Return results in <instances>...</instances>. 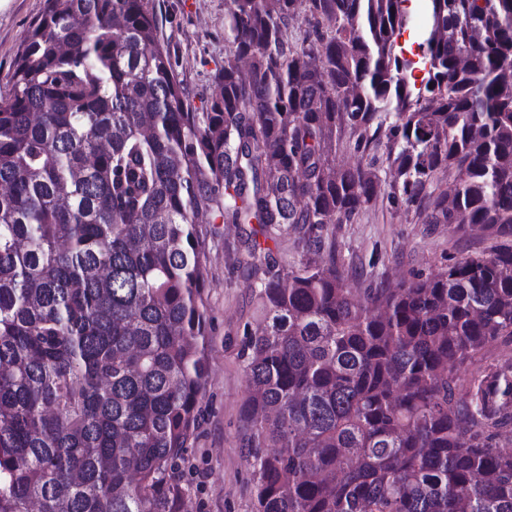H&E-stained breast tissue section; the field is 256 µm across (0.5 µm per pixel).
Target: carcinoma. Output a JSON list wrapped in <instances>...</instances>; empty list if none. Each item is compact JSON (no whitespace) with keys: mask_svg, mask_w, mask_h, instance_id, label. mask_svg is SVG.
<instances>
[{"mask_svg":"<svg viewBox=\"0 0 512 512\" xmlns=\"http://www.w3.org/2000/svg\"><path fill=\"white\" fill-rule=\"evenodd\" d=\"M405 2L225 0L197 109L147 0H45L0 99V512H184L216 217L256 225V512H512V0H426L419 80ZM381 197L499 243L355 296L336 225ZM298 233L288 230V234L280 236L276 242L268 241L265 247L272 249L274 256L278 261L287 267L297 266L300 260V250L295 241L298 239Z\"/></svg>","mask_w":512,"mask_h":512,"instance_id":"carcinoma-1","label":"carcinoma"}]
</instances>
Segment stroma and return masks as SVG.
Masks as SVG:
<instances>
[{
    "label": "stroma",
    "mask_w": 512,
    "mask_h": 512,
    "mask_svg": "<svg viewBox=\"0 0 512 512\" xmlns=\"http://www.w3.org/2000/svg\"><path fill=\"white\" fill-rule=\"evenodd\" d=\"M160 38L190 100L202 107L210 77L224 63V0H150ZM44 0H9L0 10V96L11 92L9 77L20 44L41 15ZM208 251L203 298L207 308L209 373L201 415L181 468L189 512H255L256 478L241 446L240 410L248 395L241 349L244 331L259 315L251 282L234 269L228 248L237 247L238 227H203ZM492 240L464 236L445 224H417L400 205L377 203L352 224L336 227L337 257L350 288L369 280L397 282L426 274L470 254L490 252Z\"/></svg>",
    "instance_id": "stroma-1"
}]
</instances>
